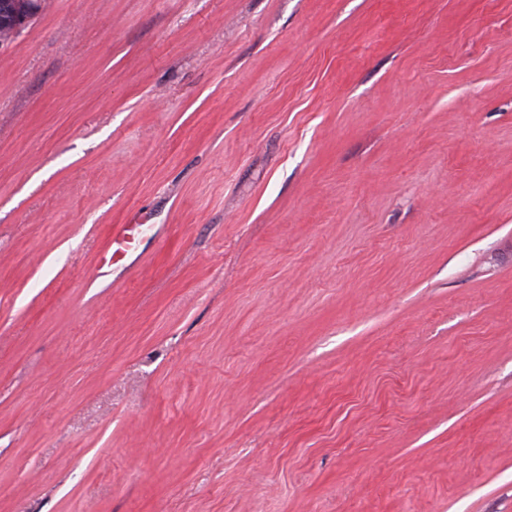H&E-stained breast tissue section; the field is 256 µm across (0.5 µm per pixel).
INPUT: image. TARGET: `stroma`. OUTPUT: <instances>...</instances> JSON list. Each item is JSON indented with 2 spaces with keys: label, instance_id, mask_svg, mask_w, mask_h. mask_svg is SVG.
I'll return each instance as SVG.
<instances>
[{
  "label": "stroma",
  "instance_id": "obj_1",
  "mask_svg": "<svg viewBox=\"0 0 512 512\" xmlns=\"http://www.w3.org/2000/svg\"><path fill=\"white\" fill-rule=\"evenodd\" d=\"M0 512H512V0H44ZM140 218H131L127 224L110 225V244L99 254V269L111 268L112 265L124 259L133 248L132 242L139 233L141 224H130L140 222Z\"/></svg>",
  "mask_w": 512,
  "mask_h": 512
}]
</instances>
